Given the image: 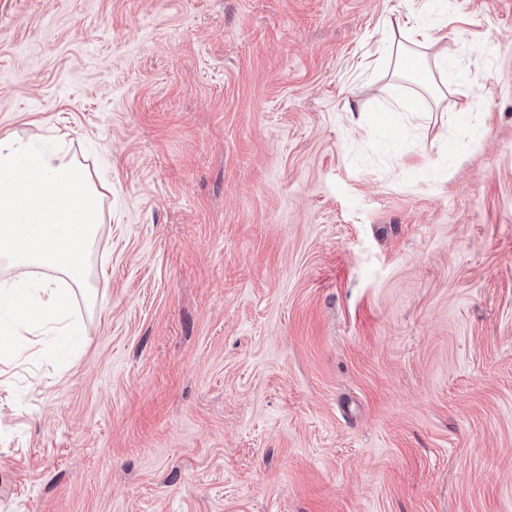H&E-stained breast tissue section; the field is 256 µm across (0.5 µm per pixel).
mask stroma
Here are the masks:
<instances>
[{
	"label": "stroma",
	"mask_w": 512,
	"mask_h": 512,
	"mask_svg": "<svg viewBox=\"0 0 512 512\" xmlns=\"http://www.w3.org/2000/svg\"><path fill=\"white\" fill-rule=\"evenodd\" d=\"M446 2L479 103L398 116L408 0H0L110 255L0 362V512H512V0Z\"/></svg>",
	"instance_id": "35a3bbf8"
}]
</instances>
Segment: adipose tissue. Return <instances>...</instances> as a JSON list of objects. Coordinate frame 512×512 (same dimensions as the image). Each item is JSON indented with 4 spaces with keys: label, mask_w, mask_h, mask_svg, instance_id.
Wrapping results in <instances>:
<instances>
[{
    "label": "adipose tissue",
    "mask_w": 512,
    "mask_h": 512,
    "mask_svg": "<svg viewBox=\"0 0 512 512\" xmlns=\"http://www.w3.org/2000/svg\"><path fill=\"white\" fill-rule=\"evenodd\" d=\"M435 3L413 0L407 14L386 21L388 63L421 87L394 96V111H428L427 93L458 82L451 57L427 53L441 40L438 28L423 22ZM104 198L88 166L40 132H0V262L13 271L0 282L8 313L0 322L1 354L24 352L21 328L61 324L74 293L92 296L89 257L106 220ZM37 268L42 277L34 276Z\"/></svg>",
    "instance_id": "1"
}]
</instances>
